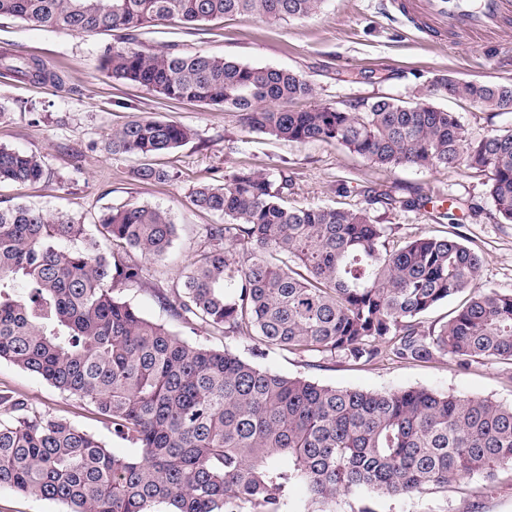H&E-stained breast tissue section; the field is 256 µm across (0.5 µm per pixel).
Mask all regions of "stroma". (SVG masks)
<instances>
[{"mask_svg":"<svg viewBox=\"0 0 512 512\" xmlns=\"http://www.w3.org/2000/svg\"><path fill=\"white\" fill-rule=\"evenodd\" d=\"M110 34L74 35L0 18V57L40 60L57 82H32L0 67V147L40 155L48 175L34 184H0V203H26L49 213L65 212L96 234L101 210L119 204L168 210L177 226L172 253L146 260V280L122 286L125 299L146 318L166 325L182 339L241 358L287 377L322 385L367 391L423 387L439 393L488 397L512 405V362L475 364L462 369L450 357L399 363L389 359L351 363L340 358L312 367L307 358L271 351L256 356L247 336L227 338L203 326L188 325L163 309L155 288L181 285L203 243L204 227L220 216L193 205V185L210 182L245 167L275 173L287 164L290 201L300 207H369L375 223L386 225L390 240L401 243L431 235L462 234L481 258L480 290L512 292V224L501 222L486 194L487 177L459 166L423 169L371 165L343 146L296 143L243 131L232 110L167 99L146 88L112 80L99 61ZM143 50L175 49L231 57L240 62L301 73L310 83L309 104L342 108L380 96L411 101L430 95L442 75L493 83H512V30L479 46L421 42L393 6V0H326L323 10L304 20L267 21L227 17L192 28L159 25L143 30ZM433 104L456 112L469 136L512 128V112H492L469 103L430 95ZM138 118H156L191 128L194 137L156 162L168 170L164 182L132 178L138 157L113 155L105 141L113 128ZM346 193H339V186ZM375 186L399 199L455 198L464 205L459 225L435 220L425 211L367 205L363 191ZM0 394L24 399L42 413L68 419L94 434L108 448L129 452L111 422L86 401L61 393L44 379L0 362ZM374 512H512V472L494 480L474 474L447 489L403 499L373 498Z\"/></svg>","mask_w":512,"mask_h":512,"instance_id":"stroma-1","label":"stroma"}]
</instances>
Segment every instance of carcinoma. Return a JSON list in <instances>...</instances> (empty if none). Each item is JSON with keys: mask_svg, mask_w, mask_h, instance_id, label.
I'll return each mask as SVG.
<instances>
[{"mask_svg": "<svg viewBox=\"0 0 512 512\" xmlns=\"http://www.w3.org/2000/svg\"><path fill=\"white\" fill-rule=\"evenodd\" d=\"M325 0H0V17L75 35L116 32L100 54L112 79L173 100L231 109L245 128L297 143L339 144L382 168L454 167L487 174L496 212L512 224V129L466 135L455 113L416 110L381 97L362 110L292 108L312 93L299 73L223 56L146 52L137 32L161 22L192 25L227 14L306 19ZM5 68L36 81L41 61ZM490 111L512 108V84L456 79L439 91ZM173 121L135 119L106 150L142 158L184 145ZM164 182L152 163L133 171ZM41 156L0 148V183H33ZM288 168L277 178L238 169L193 187L208 224L181 286L159 293L184 323L258 348L369 363L448 355L456 365L512 361V293L473 291L479 256L460 236L395 244L369 209L288 205ZM422 210L455 224L454 209L427 196L398 202L367 189V204ZM105 247L67 214L0 206V361L92 404L138 449L106 448L65 418L0 395V489L62 502L70 512H336L351 495L373 512L380 494L414 498L480 473L512 468V406L487 398L339 389L263 369L192 344L145 318L118 283H138L147 259L170 254L177 228L165 209L112 206L98 220ZM443 325L421 317L460 293ZM305 486L308 502L292 498Z\"/></svg>", "mask_w": 512, "mask_h": 512, "instance_id": "carcinoma-1", "label": "carcinoma"}]
</instances>
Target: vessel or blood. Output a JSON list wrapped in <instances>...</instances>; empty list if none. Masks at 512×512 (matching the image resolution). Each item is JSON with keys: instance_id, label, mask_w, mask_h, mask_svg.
Wrapping results in <instances>:
<instances>
[{"instance_id": "obj_1", "label": "vessel or blood", "mask_w": 512, "mask_h": 512, "mask_svg": "<svg viewBox=\"0 0 512 512\" xmlns=\"http://www.w3.org/2000/svg\"><path fill=\"white\" fill-rule=\"evenodd\" d=\"M427 40L481 45L512 29V0H395Z\"/></svg>"}]
</instances>
